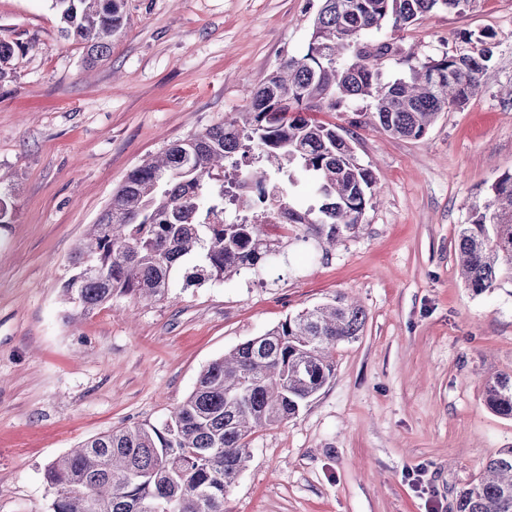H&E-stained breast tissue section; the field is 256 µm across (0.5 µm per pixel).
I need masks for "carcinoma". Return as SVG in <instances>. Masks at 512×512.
<instances>
[{
    "label": "carcinoma",
    "mask_w": 512,
    "mask_h": 512,
    "mask_svg": "<svg viewBox=\"0 0 512 512\" xmlns=\"http://www.w3.org/2000/svg\"><path fill=\"white\" fill-rule=\"evenodd\" d=\"M472 0H321L308 52L284 60L251 91V107L171 144L133 169L112 194L70 258L63 293L86 316L116 296L161 301L172 274L185 285L220 281L256 266L272 250L264 226L273 215L305 224L334 241L358 228L377 190L355 158L354 137L336 127L289 116L303 106L334 110L352 97L374 102L371 119L390 136L419 139L437 115L461 108L480 87L490 61L486 40L438 60L420 59L392 39L363 36L388 22L396 29L429 12H462ZM62 36L104 60L123 26L125 0H52ZM14 44L0 39V78ZM400 57L404 78L385 81L382 66ZM278 112L270 121L267 113ZM255 156L266 166L244 169ZM314 178L320 216L288 201L294 171ZM252 218L224 221V183ZM462 274L480 295L512 279V175L492 185L459 231ZM364 310L343 297L305 309L211 362L194 390L161 427L127 426L88 439L49 462L43 473L49 512H224V499L249 458V437L295 416L334 371L333 353L355 340ZM485 403L512 417V376L486 380ZM456 512H512V448L486 464L485 475L457 492Z\"/></svg>",
    "instance_id": "cac0c4a2"
}]
</instances>
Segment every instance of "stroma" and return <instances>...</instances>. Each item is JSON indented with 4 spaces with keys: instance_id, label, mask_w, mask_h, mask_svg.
Returning <instances> with one entry per match:
<instances>
[{
    "instance_id": "1",
    "label": "stroma",
    "mask_w": 512,
    "mask_h": 512,
    "mask_svg": "<svg viewBox=\"0 0 512 512\" xmlns=\"http://www.w3.org/2000/svg\"><path fill=\"white\" fill-rule=\"evenodd\" d=\"M321 0H126L108 58L62 37L51 0H0L15 45L0 80V512H47L45 465L117 428L159 426L201 370L305 308L353 298L366 320L327 384L250 438L225 512H453L456 492L512 448L484 379L512 375V281L476 295L458 234L512 174V0L384 25L422 57L490 34L478 92L417 140L356 128L379 191L336 244L269 225L265 260L221 281L176 280L165 300L113 299L72 318L69 260L142 161L245 109L308 51Z\"/></svg>"
}]
</instances>
